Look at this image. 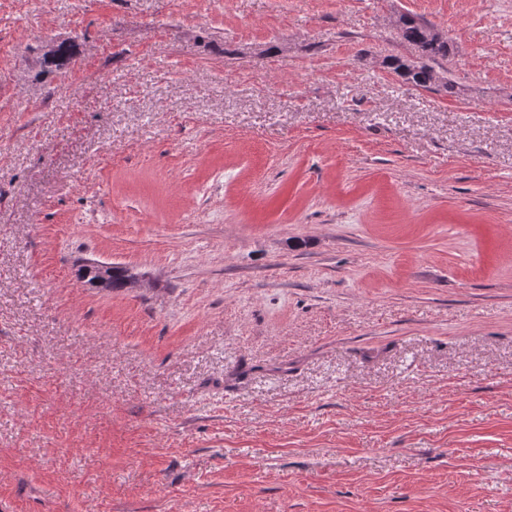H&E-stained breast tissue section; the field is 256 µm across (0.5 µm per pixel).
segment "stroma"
Instances as JSON below:
<instances>
[{
	"label": "stroma",
	"mask_w": 512,
	"mask_h": 512,
	"mask_svg": "<svg viewBox=\"0 0 512 512\" xmlns=\"http://www.w3.org/2000/svg\"><path fill=\"white\" fill-rule=\"evenodd\" d=\"M0 512H512V0H0ZM397 18L400 21L396 27L398 37L412 46L415 53L411 59L387 55L383 65L416 87L456 94L457 85L446 76L448 69L442 65L450 57L448 36L415 16L400 14ZM76 51L74 45L62 41L43 53L42 73H63L74 63ZM78 271L79 279L92 288H104L109 290H122L126 288H138L140 279L133 269L122 265L112 264V268L105 274H100L95 268H86Z\"/></svg>",
	"instance_id": "35a3bbf8"
}]
</instances>
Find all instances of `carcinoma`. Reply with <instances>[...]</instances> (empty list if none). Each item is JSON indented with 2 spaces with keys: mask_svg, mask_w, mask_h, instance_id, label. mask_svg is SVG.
<instances>
[{
  "mask_svg": "<svg viewBox=\"0 0 512 512\" xmlns=\"http://www.w3.org/2000/svg\"><path fill=\"white\" fill-rule=\"evenodd\" d=\"M399 21L396 27L398 37L412 46L414 55L408 59L391 54L385 57L383 65L416 87L456 93L457 85L447 77L448 69L442 65L450 57L448 36L431 23L415 16L401 14ZM75 57L74 45L66 41L59 42L43 53V72L63 73L74 63ZM78 277L92 288L122 290L140 286L138 273L122 264L112 265L105 274L90 267L78 271Z\"/></svg>",
  "mask_w": 512,
  "mask_h": 512,
  "instance_id": "cac0c4a2",
  "label": "carcinoma"
}]
</instances>
